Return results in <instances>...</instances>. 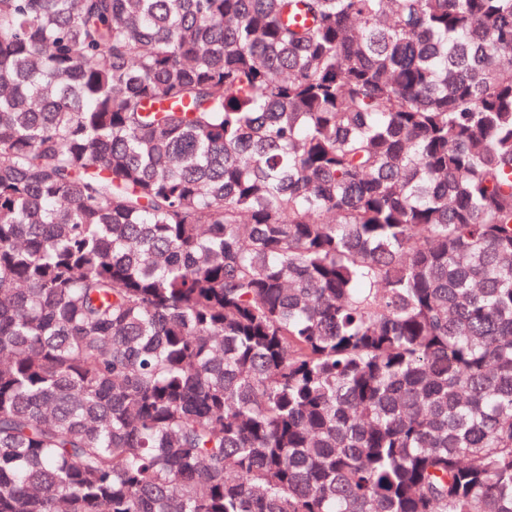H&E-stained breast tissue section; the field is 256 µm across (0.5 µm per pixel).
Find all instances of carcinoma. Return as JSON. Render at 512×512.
Returning <instances> with one entry per match:
<instances>
[{
	"instance_id": "1",
	"label": "carcinoma",
	"mask_w": 512,
	"mask_h": 512,
	"mask_svg": "<svg viewBox=\"0 0 512 512\" xmlns=\"http://www.w3.org/2000/svg\"><path fill=\"white\" fill-rule=\"evenodd\" d=\"M0 512H512V0H0Z\"/></svg>"
}]
</instances>
